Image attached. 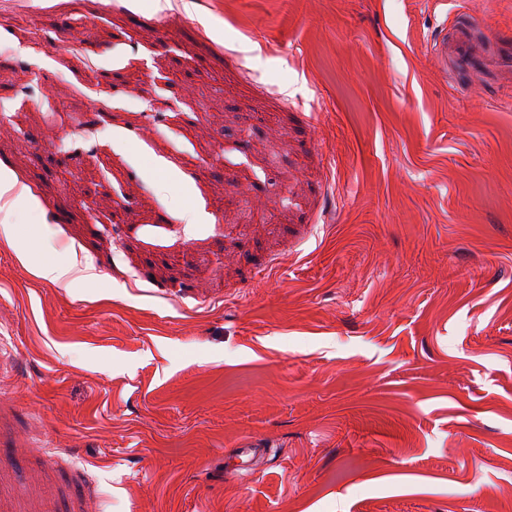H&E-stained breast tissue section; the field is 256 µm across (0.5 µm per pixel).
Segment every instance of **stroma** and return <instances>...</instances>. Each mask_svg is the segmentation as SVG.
I'll return each instance as SVG.
<instances>
[{
    "mask_svg": "<svg viewBox=\"0 0 512 512\" xmlns=\"http://www.w3.org/2000/svg\"><path fill=\"white\" fill-rule=\"evenodd\" d=\"M31 2L0 512H512V89L433 58L512 0ZM68 259L94 280L31 270ZM17 68L21 75V92L25 97H31L40 91L34 82L36 74L42 69L39 58L31 52L17 54Z\"/></svg>",
    "mask_w": 512,
    "mask_h": 512,
    "instance_id": "stroma-1",
    "label": "stroma"
}]
</instances>
